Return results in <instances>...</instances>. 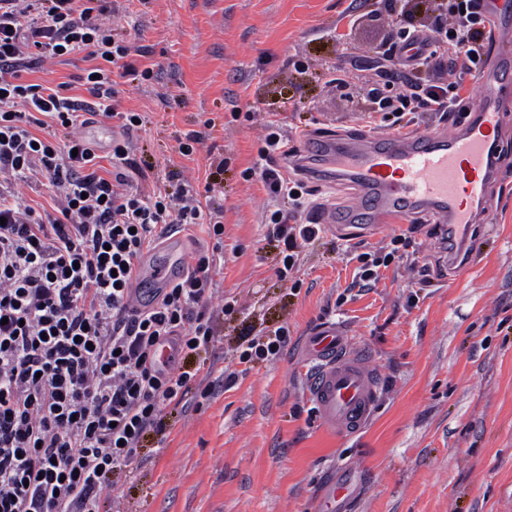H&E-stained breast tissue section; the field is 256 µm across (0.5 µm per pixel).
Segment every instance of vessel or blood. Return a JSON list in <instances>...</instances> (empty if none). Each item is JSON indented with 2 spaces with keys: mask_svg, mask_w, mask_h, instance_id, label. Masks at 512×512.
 <instances>
[{
  "mask_svg": "<svg viewBox=\"0 0 512 512\" xmlns=\"http://www.w3.org/2000/svg\"><path fill=\"white\" fill-rule=\"evenodd\" d=\"M477 100L466 122L446 130L325 135L304 141L297 160L313 180L342 181L357 189L347 207L315 217L327 227L372 229L392 220L432 217L451 259L468 250L473 229L487 223L491 188L499 174L496 148L505 114L500 100L512 90V54L497 51L476 79ZM137 295L146 300L185 271L181 254L163 243ZM305 396L319 424L346 437L371 418L378 396L374 354L333 321L321 323L305 345Z\"/></svg>",
  "mask_w": 512,
  "mask_h": 512,
  "instance_id": "1",
  "label": "vessel or blood"
}]
</instances>
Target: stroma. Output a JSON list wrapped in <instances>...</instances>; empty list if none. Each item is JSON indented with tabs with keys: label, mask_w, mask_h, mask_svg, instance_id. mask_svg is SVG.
Wrapping results in <instances>:
<instances>
[{
	"label": "stroma",
	"mask_w": 512,
	"mask_h": 512,
	"mask_svg": "<svg viewBox=\"0 0 512 512\" xmlns=\"http://www.w3.org/2000/svg\"><path fill=\"white\" fill-rule=\"evenodd\" d=\"M114 41L130 46L120 111L140 113L133 140L151 169L137 192L181 172L194 189L223 166L211 203L224 211V265L212 298L238 301L217 319L207 365L232 372L211 398L170 416L148 437L106 512H318L345 482L336 512H512V136L492 224L460 273H450L436 225L417 219L377 233L322 229L288 278L281 245L261 222L269 196L245 179L274 121L291 146L309 134L366 132L371 102L354 58L377 57L391 37L386 0H112ZM155 82L140 80L146 67ZM343 78L335 85L333 77ZM204 138L181 155L187 133ZM407 247L392 251L395 236ZM388 259L372 288L356 286L362 254ZM346 324L379 365L373 417L356 436L319 427L304 394L306 336ZM288 344L271 361L240 364L243 332L277 327Z\"/></svg>",
	"instance_id": "35a3bbf8"
}]
</instances>
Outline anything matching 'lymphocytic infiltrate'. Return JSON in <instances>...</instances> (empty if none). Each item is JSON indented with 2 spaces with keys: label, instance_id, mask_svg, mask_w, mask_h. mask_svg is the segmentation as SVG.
Masks as SVG:
<instances>
[{
  "label": "lymphocytic infiltrate",
  "instance_id": "lymphocytic-infiltrate-1",
  "mask_svg": "<svg viewBox=\"0 0 512 512\" xmlns=\"http://www.w3.org/2000/svg\"><path fill=\"white\" fill-rule=\"evenodd\" d=\"M109 3L0 0V512H102L105 490L137 459L143 438L164 431L165 408L191 406L197 370L159 364V346L172 344L187 360L216 339L209 301L224 224L208 217L180 173H168L167 192L131 190L143 169L129 134L143 120L115 109L112 74L132 68L128 47L112 40ZM387 5L396 38L369 67L377 111L391 114L397 131L416 112L460 111L462 80L423 85L413 74L484 70L493 39L484 0H448L420 25L398 0ZM420 33L425 51L404 62L400 50ZM76 51L90 63L85 95L67 82L28 81L46 60ZM91 116L117 118L124 131L106 159L108 178L104 159L73 134ZM287 154V137L269 132L246 173L279 202L265 222L289 270L321 228L302 220L310 200L279 165ZM39 176L55 190L47 211L21 204L12 189ZM201 223L211 253L136 308L144 252Z\"/></svg>",
  "mask_w": 512,
  "mask_h": 512
}]
</instances>
